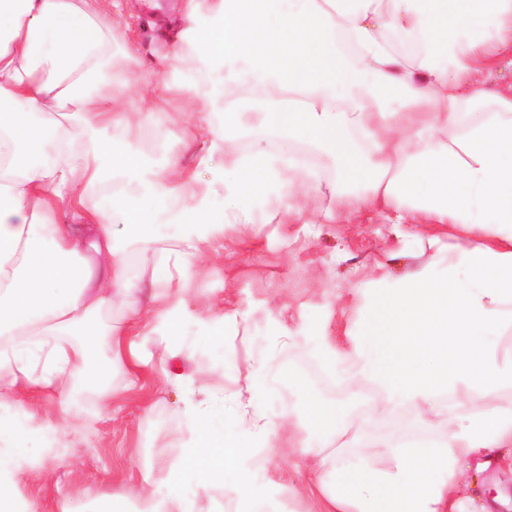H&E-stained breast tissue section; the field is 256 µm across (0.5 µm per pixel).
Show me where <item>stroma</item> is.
Masks as SVG:
<instances>
[{
  "mask_svg": "<svg viewBox=\"0 0 512 512\" xmlns=\"http://www.w3.org/2000/svg\"><path fill=\"white\" fill-rule=\"evenodd\" d=\"M99 9L121 18L114 34L137 47L136 66L149 78L138 88L119 85L113 91L125 103L131 142L140 138L142 112L156 95L166 94L161 124L148 144L150 155L168 153L180 167L197 173L185 205L223 193L224 144L200 131L195 114L203 102L168 63L175 48L187 45L180 36L187 13L209 16L211 0H99ZM335 206L330 194H318L308 201L312 223L227 224L199 243L200 258L185 259L186 242L172 238L140 260L142 300H149L153 283L160 280L167 283L164 297L122 338L124 363L113 372L120 390L110 410H99L93 391L80 394L83 416L67 426L52 475L30 486L37 512H58L61 497L75 483L87 492L75 503L83 512L97 496L119 494L128 482L140 480L139 449H170L178 443L172 416L187 391L164 382L162 370L194 375L212 393L247 403L248 374L262 360L248 336L275 329L284 349L314 318L330 343L347 347L345 331L356 319L354 287L380 266L391 276H404L421 256L432 253L425 244L403 246L393 225L377 213L352 224L325 219L326 210ZM226 312L233 318L225 327L223 360L206 349L181 345L164 357L153 332L165 328L171 315L195 321ZM271 447L268 474L285 485L288 512H326V502L314 489L305 433L278 420ZM450 499L458 512H512V456L503 450L487 461L472 459Z\"/></svg>",
  "mask_w": 512,
  "mask_h": 512,
  "instance_id": "obj_1",
  "label": "stroma"
}]
</instances>
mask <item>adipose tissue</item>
Segmentation results:
<instances>
[{"mask_svg": "<svg viewBox=\"0 0 512 512\" xmlns=\"http://www.w3.org/2000/svg\"><path fill=\"white\" fill-rule=\"evenodd\" d=\"M213 13L173 55L205 104L202 129L224 142V192L192 214L180 201L194 175L125 147L112 89L140 77L125 75L95 0H0V512H36L19 488L40 477L78 392L111 404L96 349L107 339L118 363L120 341L94 322L117 297L140 316L133 269L164 236L157 211L184 231L250 224L271 182L280 223L295 224L328 178L338 216L375 210L403 239L448 243L404 277L357 285L349 350L315 323L293 342L289 363L330 384L364 380L374 397L278 410L260 365L250 428L225 401L188 400L171 462L145 449L144 485L95 512H197L203 496L208 512H286L266 473L282 417L307 433L337 512H456L463 463L512 447V345L500 344L512 328V89L481 78L512 53V0H215ZM250 96L264 116L244 126L233 107ZM299 145L320 165L295 163ZM166 175L177 188L155 189ZM62 209L72 223L52 222ZM168 338L223 354L224 319L174 318ZM375 442L389 469L367 454Z\"/></svg>", "mask_w": 512, "mask_h": 512, "instance_id": "ef3b65f1", "label": "adipose tissue"}]
</instances>
